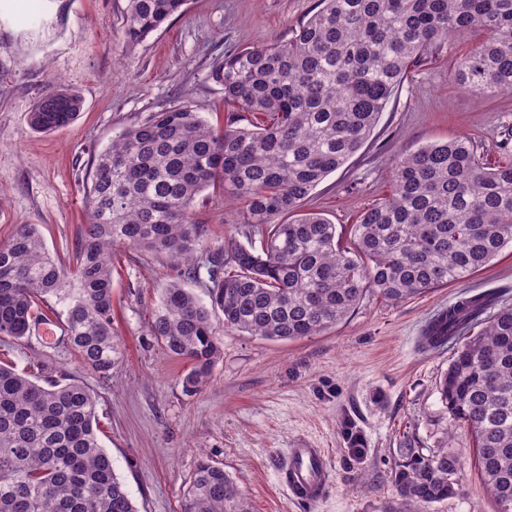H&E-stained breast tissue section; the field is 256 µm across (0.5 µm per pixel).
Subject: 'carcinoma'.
<instances>
[{
  "label": "carcinoma",
  "mask_w": 512,
  "mask_h": 512,
  "mask_svg": "<svg viewBox=\"0 0 512 512\" xmlns=\"http://www.w3.org/2000/svg\"><path fill=\"white\" fill-rule=\"evenodd\" d=\"M187 0H128L125 41L135 45ZM484 38L455 64L459 85L481 97L512 94V0H321L291 38L226 54L209 71L233 108L218 128L189 104L152 113L112 138L93 160L88 224L74 268L49 254L33 224L0 241V335L31 340L52 313L82 368L109 375L122 362L112 329L117 247L165 253L201 280L208 300L179 281L160 290L150 335L187 361L183 391L205 387L222 355L211 321L267 340L317 336L354 312L373 290L401 302L483 269L512 248V164L488 168L465 137L424 145L398 160L391 189L352 225L299 206L372 135L393 90L441 41ZM83 110L58 83L29 112L47 133ZM241 204L239 223L260 247L229 238L208 253L193 218L208 189ZM497 292L461 296L420 339L432 350L480 332L457 348L439 391L451 419L470 428L481 478L512 512V308L484 317ZM394 483L407 503L457 496L453 452L403 448ZM185 512H251L224 468L198 461ZM0 512H139L98 436V398L82 381L32 377L0 365Z\"/></svg>",
  "instance_id": "cac0c4a2"
}]
</instances>
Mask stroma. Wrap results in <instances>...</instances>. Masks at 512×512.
I'll return each mask as SVG.
<instances>
[{
	"mask_svg": "<svg viewBox=\"0 0 512 512\" xmlns=\"http://www.w3.org/2000/svg\"><path fill=\"white\" fill-rule=\"evenodd\" d=\"M128 0H0V239L37 225L49 252L72 264L84 190L95 154L115 134L152 113L187 102L211 124L224 92L209 80L224 53L292 37L318 0H187L144 42L130 47L122 26ZM467 33L425 55L395 88L365 145L307 197L302 211L349 232L389 189L391 169L408 151L456 136L481 143L488 166L512 164V96L481 98L454 78V63L478 43ZM61 80L84 101L68 127L34 132L35 101ZM240 204L208 190L195 218L205 247L240 237ZM166 254L121 248L112 256L114 329L124 360L111 375L83 370L61 340L0 337V360L18 369L46 365L89 385L99 397V437L139 512H184L183 491L200 457L223 467L251 512H497L472 454V434L453 422L439 381L454 347L419 349L423 329L462 293L491 288L512 307V254L468 278L399 303L369 293L343 322L293 341L219 334L223 357L196 395L182 391L184 360L150 336L160 289L180 278ZM362 436L353 457L347 428ZM308 439L328 451L330 487L321 502H295L277 481L289 448ZM449 447L463 465L459 494L409 505L392 476L405 446Z\"/></svg>",
	"mask_w": 512,
	"mask_h": 512,
	"instance_id": "obj_1",
	"label": "stroma"
}]
</instances>
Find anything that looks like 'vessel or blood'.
<instances>
[{
	"label": "vessel or blood",
	"mask_w": 512,
	"mask_h": 512,
	"mask_svg": "<svg viewBox=\"0 0 512 512\" xmlns=\"http://www.w3.org/2000/svg\"><path fill=\"white\" fill-rule=\"evenodd\" d=\"M327 459L326 449L301 441L289 448L279 478L293 500L313 505L323 499L331 480Z\"/></svg>",
	"instance_id": "obj_1"
}]
</instances>
